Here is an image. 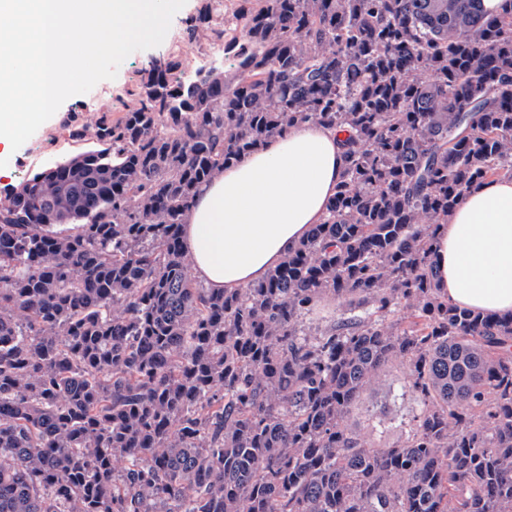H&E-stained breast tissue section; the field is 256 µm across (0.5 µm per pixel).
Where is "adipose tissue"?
Returning a JSON list of instances; mask_svg holds the SVG:
<instances>
[{
  "label": "adipose tissue",
  "mask_w": 512,
  "mask_h": 512,
  "mask_svg": "<svg viewBox=\"0 0 512 512\" xmlns=\"http://www.w3.org/2000/svg\"><path fill=\"white\" fill-rule=\"evenodd\" d=\"M341 140L316 124L293 127L203 184L182 226L195 277L216 292L264 280L325 217ZM435 262L450 303L512 314V178L465 196L437 230Z\"/></svg>",
  "instance_id": "1"
}]
</instances>
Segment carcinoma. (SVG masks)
Masks as SVG:
<instances>
[{"label":"carcinoma","mask_w":512,"mask_h":512,"mask_svg":"<svg viewBox=\"0 0 512 512\" xmlns=\"http://www.w3.org/2000/svg\"><path fill=\"white\" fill-rule=\"evenodd\" d=\"M481 2L200 0L221 58L156 57L121 118L66 125L94 148L0 195V512H512V315L449 303L434 262L512 177V0ZM308 122L344 133L325 219L213 292L198 186ZM397 360L421 416L372 448L345 418ZM341 309V303L332 298L319 299L307 317L313 327H322L330 323Z\"/></svg>","instance_id":"cac0c4a2"}]
</instances>
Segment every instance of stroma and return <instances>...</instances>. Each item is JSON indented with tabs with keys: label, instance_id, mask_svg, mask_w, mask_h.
<instances>
[{
	"label": "stroma",
	"instance_id": "35a3bbf8",
	"mask_svg": "<svg viewBox=\"0 0 512 512\" xmlns=\"http://www.w3.org/2000/svg\"><path fill=\"white\" fill-rule=\"evenodd\" d=\"M198 0H187L172 18L164 41L157 47L130 54L119 66L115 78L97 83L88 93L68 98L56 113L18 149L0 145V159H7V174L0 188L20 184L30 175L55 161L86 150L87 145L69 139L64 129L71 120L85 121L115 110L127 88L138 81L140 71L157 56L177 52L188 67L204 64L199 45L190 39L185 20L195 13ZM421 403L411 387L406 368L397 361L386 364L380 382L360 395L347 418L348 426L375 448H391L405 440L418 420Z\"/></svg>",
	"mask_w": 512,
	"mask_h": 512
}]
</instances>
